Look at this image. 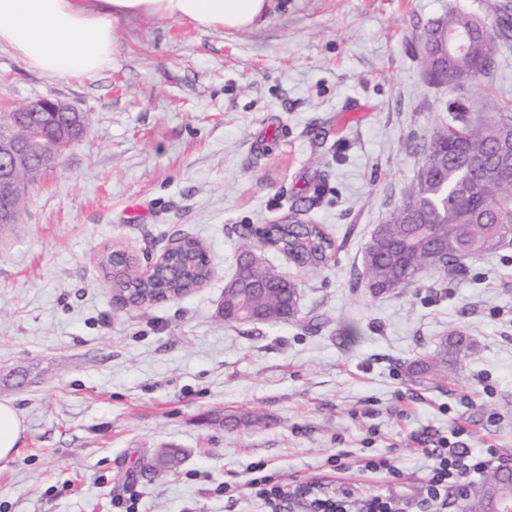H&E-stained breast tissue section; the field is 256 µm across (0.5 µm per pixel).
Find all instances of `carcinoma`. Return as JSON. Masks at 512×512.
I'll list each match as a JSON object with an SVG mask.
<instances>
[{
    "mask_svg": "<svg viewBox=\"0 0 512 512\" xmlns=\"http://www.w3.org/2000/svg\"><path fill=\"white\" fill-rule=\"evenodd\" d=\"M512 38V20L492 10L480 25L471 23L467 12L454 10L428 24L417 35L422 45L428 83L446 86L455 94L448 102V123L440 126L425 147L424 163L409 194L374 229L365 246L362 265L366 293L377 298L404 293L429 270L441 282H453L475 257L493 255L512 238V176L499 170V144L512 140V103L496 107L499 120H485V106L472 90L489 82L496 67L500 40ZM264 243L295 265L318 269L332 258L335 242L323 229L292 218L270 224ZM256 248L246 238L239 248L232 289H224V303L237 300L246 312L230 324L283 323L297 314V284L263 264L246 263ZM132 258L119 250L103 253L99 265L104 276L112 267L129 268L112 287L120 293L151 305L159 298L178 300L207 282L209 261L196 239L184 242L181 253L144 278L131 268ZM474 343L461 329L440 340L432 354L418 353L406 365L408 377L420 384L440 388L448 381V358L468 357ZM178 452L169 449L156 458L160 471L174 469ZM512 477L498 470L483 477L473 490L461 495L463 512H512Z\"/></svg>",
    "mask_w": 512,
    "mask_h": 512,
    "instance_id": "obj_1",
    "label": "carcinoma"
}]
</instances>
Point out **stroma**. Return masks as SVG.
Segmentation results:
<instances>
[{
  "mask_svg": "<svg viewBox=\"0 0 512 512\" xmlns=\"http://www.w3.org/2000/svg\"><path fill=\"white\" fill-rule=\"evenodd\" d=\"M495 6L512 0H271L244 29L121 18L111 64L81 80L0 48V106L60 99L90 122L0 230V401L25 426L0 461V512H125L133 490L140 512H260L259 460L285 482L410 498L428 475L419 439L457 425L492 466L512 464V245L445 288L426 272L373 298L358 282L373 228L448 118L414 32ZM294 214L335 241L317 270L266 251L298 285L296 319L224 322L243 233ZM181 236L203 243L210 281L113 306L100 253L144 269ZM452 328L475 352L444 387L412 382L406 363ZM164 448L181 461L157 476ZM342 451L337 474L327 460ZM364 456L394 458L404 478L363 471Z\"/></svg>",
  "mask_w": 512,
  "mask_h": 512,
  "instance_id": "35a3bbf8",
  "label": "stroma"
}]
</instances>
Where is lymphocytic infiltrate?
<instances>
[{
  "mask_svg": "<svg viewBox=\"0 0 512 512\" xmlns=\"http://www.w3.org/2000/svg\"><path fill=\"white\" fill-rule=\"evenodd\" d=\"M422 456L430 464L428 479L419 495L409 501L394 494L363 497L342 485L325 492L314 484L288 483L269 473L262 461L252 463L248 485L268 512H290L301 505L306 512H443L449 491L464 488L468 479L490 463L486 455L444 439L438 447L423 449Z\"/></svg>",
  "mask_w": 512,
  "mask_h": 512,
  "instance_id": "f902f5d3",
  "label": "lymphocytic infiltrate"
}]
</instances>
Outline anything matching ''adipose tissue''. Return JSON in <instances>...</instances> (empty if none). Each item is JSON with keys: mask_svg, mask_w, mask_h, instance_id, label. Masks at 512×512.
<instances>
[{"mask_svg": "<svg viewBox=\"0 0 512 512\" xmlns=\"http://www.w3.org/2000/svg\"><path fill=\"white\" fill-rule=\"evenodd\" d=\"M268 0H0V48L62 79L95 75L112 59V23L121 17L186 20L206 28H246Z\"/></svg>", "mask_w": 512, "mask_h": 512, "instance_id": "1", "label": "adipose tissue"}]
</instances>
